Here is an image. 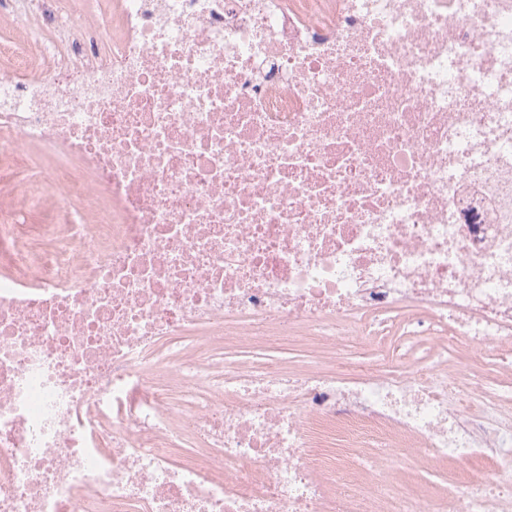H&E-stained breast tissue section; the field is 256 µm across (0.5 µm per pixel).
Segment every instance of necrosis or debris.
<instances>
[{"mask_svg":"<svg viewBox=\"0 0 512 512\" xmlns=\"http://www.w3.org/2000/svg\"><path fill=\"white\" fill-rule=\"evenodd\" d=\"M0 13V512H512V0Z\"/></svg>","mask_w":512,"mask_h":512,"instance_id":"4bbe7bcc","label":"necrosis or debris"}]
</instances>
